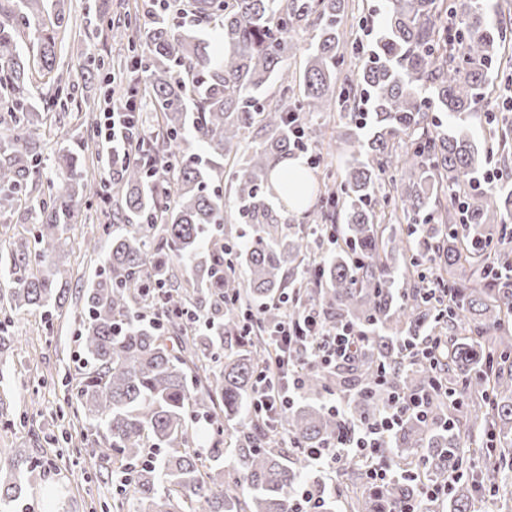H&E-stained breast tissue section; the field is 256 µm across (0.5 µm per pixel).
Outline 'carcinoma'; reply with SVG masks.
I'll use <instances>...</instances> for the list:
<instances>
[{"mask_svg": "<svg viewBox=\"0 0 512 512\" xmlns=\"http://www.w3.org/2000/svg\"><path fill=\"white\" fill-rule=\"evenodd\" d=\"M347 0H187L137 21L133 55L124 65L141 74V102L157 129L140 157L115 180L91 179L85 146L63 148L55 176L42 179L49 114L73 97L57 56L65 12L49 0H0V210L24 209L33 230L11 260L9 309L47 308L78 319L85 362L75 380L78 408L101 434L124 476L112 512H292L290 490L312 466L306 449L333 437L339 419L322 399L352 392V416L384 411L392 389L433 395L461 387L472 427L498 436L477 449L492 460L484 482L512 486L502 472L512 460V263L491 256L494 225L512 218V132L479 151L462 126L494 83L506 37L487 0H385L379 36L354 55L368 56L356 79L337 84L348 44ZM214 22L218 41L200 37L179 15ZM307 35L304 45L294 36ZM302 51V81L288 72ZM279 94L267 95L271 80ZM54 96H42L45 87ZM367 102L363 122L346 133L341 178L288 179L279 163L308 142L331 106ZM444 112L448 129L429 116ZM252 134L238 154L245 133ZM497 160L498 185L479 174ZM164 169L156 179L151 169ZM46 181L42 193L30 184ZM233 205L224 204V183ZM100 199L112 220L102 270L78 291L67 240L78 204ZM311 205L330 226L311 232L278 221L274 200ZM233 219L251 224L241 240ZM407 223L403 229L400 224ZM331 232L334 250L312 253L309 237ZM469 266L464 281L456 271ZM298 287L288 290V275ZM164 285L158 295L152 288ZM291 293L288 308L266 306L265 326L312 302L327 319L356 326L360 358L332 373H305L307 402L270 418L251 417L234 447L224 425L245 419L257 369L273 358L262 330L239 335L257 301ZM169 310L158 328L142 318L147 297ZM188 307L210 328L184 324ZM448 336L438 368L407 361V347L425 328ZM239 349L224 353V338ZM442 396L424 418L404 421L386 453L396 477L359 496L344 512H400L432 481L448 483L452 512H472L473 485L462 480L466 450L444 427ZM212 433L198 446L196 423ZM300 445L281 455L278 436ZM414 460H409V457ZM25 495L21 482L0 480V502Z\"/></svg>", "mask_w": 512, "mask_h": 512, "instance_id": "cac0c4a2", "label": "carcinoma"}]
</instances>
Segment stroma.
Returning a JSON list of instances; mask_svg holds the SVG:
<instances>
[{"mask_svg": "<svg viewBox=\"0 0 512 512\" xmlns=\"http://www.w3.org/2000/svg\"><path fill=\"white\" fill-rule=\"evenodd\" d=\"M70 17L64 34L60 71L75 86V106L60 113L56 131L43 142V156L53 159L65 142L87 136L78 104L93 102L102 90L86 79L90 59L127 55L128 40L112 38L103 18H122L126 6L146 11L150 0H62ZM504 87L496 85L477 106L467 126L478 146L490 145L502 128L512 127V112L503 110ZM77 322L71 317L45 319L33 311L0 313V463L33 455L41 463L39 476L26 478L28 512H103L117 495L120 475L112 465L98 466L88 450L96 432L85 429L67 399L71 380L83 357L76 341ZM310 479L327 485L330 512L341 500L364 491L367 482L352 468L335 473L312 470Z\"/></svg>", "mask_w": 512, "mask_h": 512, "instance_id": "35a3bbf8", "label": "stroma"}]
</instances>
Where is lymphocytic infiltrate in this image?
I'll return each mask as SVG.
<instances>
[{"mask_svg": "<svg viewBox=\"0 0 512 512\" xmlns=\"http://www.w3.org/2000/svg\"><path fill=\"white\" fill-rule=\"evenodd\" d=\"M141 112L134 97H127L105 114L104 142L109 157L134 152L143 141L139 121ZM274 362L263 365L256 374L252 400L254 413L294 405L302 391L305 370L327 371L351 362L364 339L351 324L327 322L316 308L284 317L270 335ZM328 411L339 418L341 426L331 439L313 449L312 458L321 468L338 470L352 461H367L365 477L378 485L390 480L392 471L381 457L390 437L409 416L426 413V396L395 392L387 409L376 416L350 417L342 400L328 398Z\"/></svg>", "mask_w": 512, "mask_h": 512, "instance_id": "1", "label": "lymphocytic infiltrate"}]
</instances>
